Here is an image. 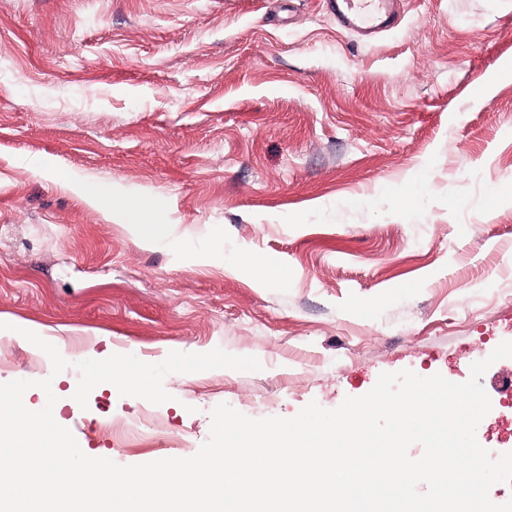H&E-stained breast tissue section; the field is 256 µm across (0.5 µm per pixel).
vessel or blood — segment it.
<instances>
[{
	"mask_svg": "<svg viewBox=\"0 0 512 512\" xmlns=\"http://www.w3.org/2000/svg\"><path fill=\"white\" fill-rule=\"evenodd\" d=\"M332 14L345 29L365 39L395 28L401 0H326Z\"/></svg>",
	"mask_w": 512,
	"mask_h": 512,
	"instance_id": "vessel-or-blood-1",
	"label": "vessel or blood"
}]
</instances>
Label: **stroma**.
<instances>
[{"label":"stroma","instance_id":"35a3bbf8","mask_svg":"<svg viewBox=\"0 0 512 512\" xmlns=\"http://www.w3.org/2000/svg\"><path fill=\"white\" fill-rule=\"evenodd\" d=\"M89 177L169 236L87 205ZM504 277L512 0H406L373 44L321 0H0V383L51 379L86 455L190 457L221 403L292 417L384 372L465 382L512 340ZM217 347L262 368L168 375L160 405L73 398L77 362ZM476 436L512 451V409ZM120 211L126 224L135 225L140 229L142 240L151 242L157 235L163 232L165 224H145L146 214L151 210V203L146 199H128L121 202Z\"/></svg>","mask_w":512,"mask_h":512}]
</instances>
